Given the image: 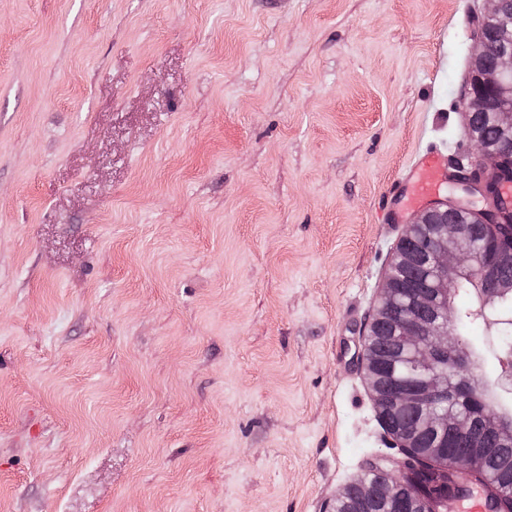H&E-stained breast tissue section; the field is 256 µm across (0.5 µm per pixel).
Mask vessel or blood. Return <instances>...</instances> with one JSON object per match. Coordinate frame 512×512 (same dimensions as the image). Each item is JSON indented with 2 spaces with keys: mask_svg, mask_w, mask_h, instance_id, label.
Segmentation results:
<instances>
[{
  "mask_svg": "<svg viewBox=\"0 0 512 512\" xmlns=\"http://www.w3.org/2000/svg\"><path fill=\"white\" fill-rule=\"evenodd\" d=\"M451 177L448 157L443 149L434 143L420 146L386 196L384 223H401L405 211L421 206Z\"/></svg>",
  "mask_w": 512,
  "mask_h": 512,
  "instance_id": "1",
  "label": "vessel or blood"
}]
</instances>
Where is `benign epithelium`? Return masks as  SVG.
<instances>
[{
  "label": "benign epithelium",
  "instance_id": "benign-epithelium-1",
  "mask_svg": "<svg viewBox=\"0 0 512 512\" xmlns=\"http://www.w3.org/2000/svg\"><path fill=\"white\" fill-rule=\"evenodd\" d=\"M490 7L482 15L474 33V47L485 40L486 26L494 28L498 38H512V25L502 16L500 0H489ZM466 115L489 112L501 130L512 132V52H502L491 66L480 60L473 62L469 79L462 94ZM484 224H495L485 211H479ZM427 223L426 213L416 215L406 226L399 239L391 265L405 264L407 243L415 229ZM497 225V224H495ZM498 233L487 244L473 243L460 225L452 222L431 229L429 257L431 267V293L418 294L417 303L410 306L398 324V336L405 350L406 378L395 390L383 393L371 391L377 414H385L388 406H416L425 411L421 427L437 434L432 456L446 458L458 469H468L478 459L491 452L487 444L490 437L500 444L512 443V426L487 407L480 390L464 369L461 354H451L457 347V338L448 334V322L456 317L453 295L463 279L470 280L482 291L481 303L487 307L495 298L512 290V282L498 278L501 266L512 263V225H497ZM407 295L401 281L387 274L376 300L371 319H378L392 305ZM389 447L400 450L399 469L408 464L406 448L413 438L412 432L401 431L384 424ZM467 440L471 448L465 459L455 457L450 451L448 436ZM360 506L373 497H383L397 512H410V505L397 498L396 490L389 484L361 485Z\"/></svg>",
  "mask_w": 512,
  "mask_h": 512
}]
</instances>
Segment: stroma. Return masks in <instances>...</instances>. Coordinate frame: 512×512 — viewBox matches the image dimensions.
<instances>
[{"label":"stroma","instance_id":"35a3bbf8","mask_svg":"<svg viewBox=\"0 0 512 512\" xmlns=\"http://www.w3.org/2000/svg\"><path fill=\"white\" fill-rule=\"evenodd\" d=\"M485 0H0V512H319ZM443 149L428 143L419 147L386 196L383 224H400L405 211L421 206L451 179ZM426 223H427V215H426V212H423V213H419L418 215H416L412 224H408L406 226V229H405L403 235L401 236V238L399 239V241L395 247L394 254H393V257L391 260V265L396 266L397 260H399L400 265H404L408 261V257L405 253V248L407 246V243L410 240H412V238L414 237L415 229L418 226V224H426Z\"/></svg>","mask_w":512,"mask_h":512}]
</instances>
